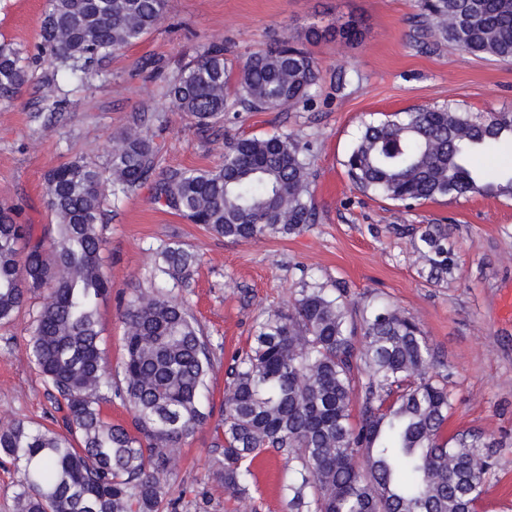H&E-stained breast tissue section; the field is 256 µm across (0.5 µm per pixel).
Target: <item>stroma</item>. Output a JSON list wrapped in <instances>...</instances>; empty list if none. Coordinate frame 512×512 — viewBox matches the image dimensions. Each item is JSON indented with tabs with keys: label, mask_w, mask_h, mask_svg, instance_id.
Instances as JSON below:
<instances>
[{
	"label": "stroma",
	"mask_w": 512,
	"mask_h": 512,
	"mask_svg": "<svg viewBox=\"0 0 512 512\" xmlns=\"http://www.w3.org/2000/svg\"><path fill=\"white\" fill-rule=\"evenodd\" d=\"M45 7L46 0H0V41L33 50ZM417 11V0H167L149 35L101 61L89 85L68 84L64 110L54 107L58 91L45 62L11 101L0 102V205L17 208L20 222L40 235L55 224L47 173L77 157L105 164L113 135L135 125L152 135L164 172L220 167L228 134L288 132L312 147L319 221L295 234L227 242L156 204L148 183L107 211L103 257L112 289L100 320L113 382L122 378L121 311L133 295L162 289L183 298L213 345L204 400L211 417L185 440L167 477L179 512H289L285 456L263 455L247 504L214 475L211 442L232 356L250 345L257 320L291 307L299 288L312 282L345 283L353 323L364 308L386 303L419 324L454 404L446 435L488 444L493 466L477 512H512V199L447 197L408 207L364 195L344 166L363 125L397 113L448 104L471 113L512 111V64L433 39L418 43ZM350 18L363 22L357 43L326 36L308 45L321 69L308 107L231 111L202 129L173 111L161 90L209 45H222L225 58L239 65L284 33ZM429 224L448 227V274L440 282L428 280L416 260ZM173 241L201 257L182 283L155 270L157 251ZM41 303L33 298L0 324V425L63 416L29 355Z\"/></svg>",
	"instance_id": "1"
}]
</instances>
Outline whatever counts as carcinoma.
Returning a JSON list of instances; mask_svg holds the SVG:
<instances>
[{
	"label": "carcinoma",
	"instance_id": "carcinoma-1",
	"mask_svg": "<svg viewBox=\"0 0 512 512\" xmlns=\"http://www.w3.org/2000/svg\"><path fill=\"white\" fill-rule=\"evenodd\" d=\"M164 8L165 0H47L34 54L0 43V100L17 93L30 62L45 56L53 76L91 79L95 63L141 41ZM418 10L421 34L512 62V0H418ZM329 32L313 26L308 37ZM330 33L354 42L361 30L351 20ZM231 71L224 49L212 45L181 68L165 96L207 127L224 120ZM318 81L314 59L286 35L240 67L235 103L254 112L303 105ZM505 139L512 140V112L421 107L365 125L344 166L360 191L408 206L512 198V168L489 173L477 164ZM155 156L148 134L130 128L112 138L106 166L79 158L50 171L47 205L58 224L49 241L0 207V323L46 291L30 357L66 407L62 432L24 420L0 426V453L20 472L17 512H164L175 452L208 418L202 391L214 368L212 343L170 294L125 304L123 383L112 388L100 326L110 294L99 230L107 203L150 181L155 202L230 243L317 222L311 149L289 134L230 137L217 170L158 173ZM446 239L444 224L420 235L417 253L431 279L448 274ZM157 258V273L173 281L199 262L177 243ZM362 330L356 336L339 286L305 284L291 308L256 322L252 344L231 358L215 428L214 466L225 491L246 497L251 463L274 450L288 457L283 492L293 512H475L492 463L475 442L445 437L452 402L447 382L429 375L435 358L427 338L384 303L363 310ZM112 396L133 413L134 430L105 418L101 401ZM361 449L363 471L355 462Z\"/></svg>",
	"mask_w": 512,
	"mask_h": 512
}]
</instances>
